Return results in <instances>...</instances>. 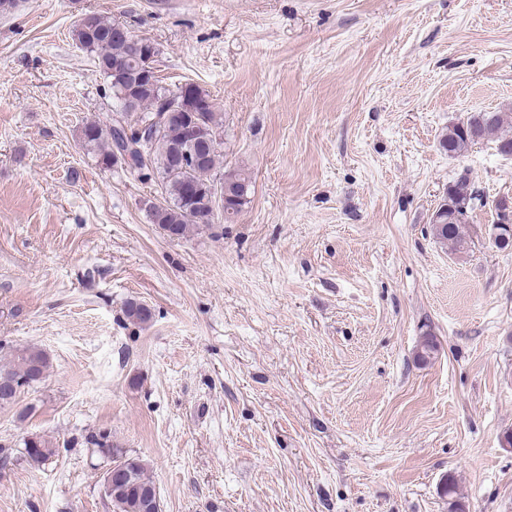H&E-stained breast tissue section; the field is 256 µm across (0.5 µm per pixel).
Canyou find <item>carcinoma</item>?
I'll list each match as a JSON object with an SVG mask.
<instances>
[{
	"mask_svg": "<svg viewBox=\"0 0 512 512\" xmlns=\"http://www.w3.org/2000/svg\"><path fill=\"white\" fill-rule=\"evenodd\" d=\"M73 36L82 49L95 54L98 67L120 106L111 126L105 129L97 122H90L84 126L82 139L86 145L98 150L100 161L106 167L123 161L122 153L125 152L131 158L127 168L136 170L141 155L148 156L149 173L158 176L164 194L163 203L149 210L152 222L159 225L167 237L178 240L210 228L213 200L209 188L219 176L233 191V198L224 207V222H234L250 202L253 182L247 170L222 164L217 150L210 152L203 164L173 168L179 150L188 145L197 131L206 129L223 133L222 116L210 95L194 84L182 87L179 111L191 113L193 118L169 122L162 133L142 144L127 137L124 127L145 123L159 111L163 99L169 97L159 80L141 67L149 51L144 39L128 35L125 25L95 14L91 15L89 26L76 24ZM132 115L135 119L131 123L129 117ZM506 119V113L501 111L476 112L462 124L446 127L439 144L448 156L460 157L478 143L492 142L497 155L511 159L512 153L507 155L501 151L502 146L512 145V136L503 132ZM475 200L476 190L468 175L462 174L448 184L442 203L432 213L433 235L454 254H464L469 249V239L464 235L462 225L467 223L465 212L473 210ZM125 316L131 322L143 325L151 320V311L145 304L132 300L125 306ZM49 368V358L44 351L36 347L17 349L0 365V380H10L22 388L32 387L39 383L34 374L45 378ZM86 443L102 457L110 461L120 460L126 467L123 483L106 495L111 512H155L153 502L157 487L148 475L147 463L126 454L104 431L89 435ZM23 445L27 448L23 457L33 465L43 464L56 455L50 442L37 435L29 436Z\"/></svg>",
	"mask_w": 512,
	"mask_h": 512,
	"instance_id": "cac0c4a2",
	"label": "carcinoma"
}]
</instances>
